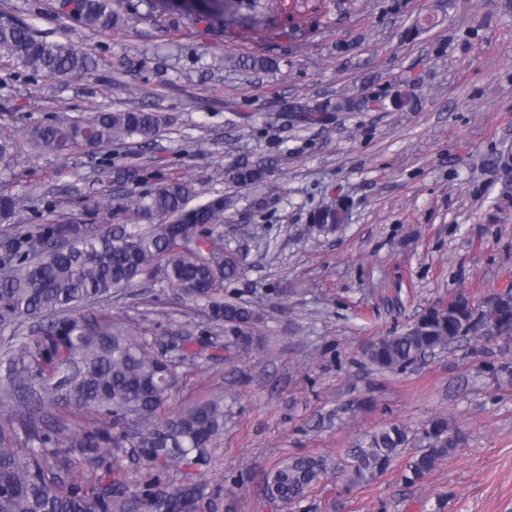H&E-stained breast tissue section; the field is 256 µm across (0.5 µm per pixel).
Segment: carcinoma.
Instances as JSON below:
<instances>
[{
	"instance_id": "cac0c4a2",
	"label": "carcinoma",
	"mask_w": 512,
	"mask_h": 512,
	"mask_svg": "<svg viewBox=\"0 0 512 512\" xmlns=\"http://www.w3.org/2000/svg\"><path fill=\"white\" fill-rule=\"evenodd\" d=\"M117 0H56V9L85 27L118 25ZM296 0H214L196 21L255 17L270 11H299ZM0 58L33 74H90L94 59L68 43L38 37L32 28L0 23ZM244 70L265 71L277 62L251 57L233 61ZM123 108L83 117L55 114L22 134L0 130V174L13 170L24 146L67 154L133 136L149 139L164 124L143 105L142 90L124 87ZM377 100L342 96L313 109L299 107V121L326 120L331 112L370 109ZM265 165L241 162L227 170L239 188L267 178ZM229 196L208 198L185 178H170L137 195L122 194V224H79L63 217L32 229L0 234V512H193L196 486L167 490L148 474L137 483L89 481L82 465L104 461L129 446L149 470L181 464L209 465V446L224 428L219 399L203 398L166 412L179 368L218 349L224 331L238 350L250 348L258 320L256 304L228 299L224 284L244 271L224 235L248 237L252 225L224 226ZM347 207L329 201L310 216L309 233L326 234L344 225ZM155 280L204 303L205 325L192 320L164 331L165 351H155L156 329H132L112 317V298ZM505 300L481 321L472 320L471 301L461 294L448 305L415 316L400 332L380 336L362 349L366 366L402 374L427 355L471 337L474 351L488 353L493 339H512V329L493 330ZM496 379H512V364L487 361ZM425 445L409 462L403 480L423 481L462 435L443 418L423 427ZM409 445L408 432L390 424L366 435L350 450L349 481L363 483L385 472ZM328 474L319 456L288 458L267 474L265 496L299 503Z\"/></svg>"
}]
</instances>
